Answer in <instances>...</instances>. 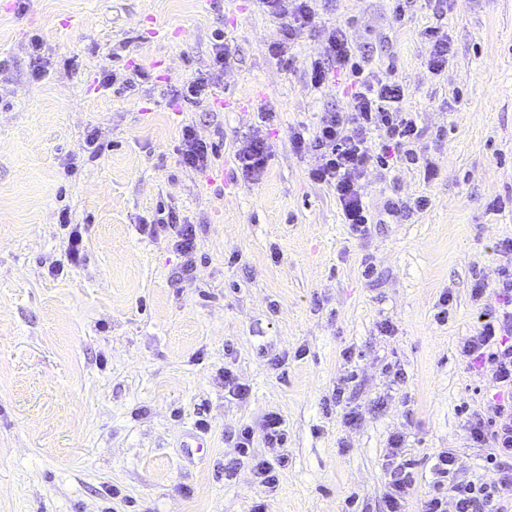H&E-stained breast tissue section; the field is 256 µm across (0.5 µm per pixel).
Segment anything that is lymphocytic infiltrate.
<instances>
[{"label":"lymphocytic infiltrate","mask_w":512,"mask_h":512,"mask_svg":"<svg viewBox=\"0 0 512 512\" xmlns=\"http://www.w3.org/2000/svg\"><path fill=\"white\" fill-rule=\"evenodd\" d=\"M262 5L272 15L288 17L283 42L272 48L277 55L285 53L298 29L315 21L308 0H262ZM338 75L345 76L350 86L345 109L323 113L314 129L295 128L291 144L296 154L312 158L309 179L335 192L351 235L362 237L370 232L377 215L362 192L370 171H386L405 162L421 168L428 181L436 168L414 149L421 130L406 110L407 89L390 75L364 71L347 32L335 28L326 36L321 54L311 60L309 78L311 85L319 88ZM140 230L152 237L171 236L174 249L184 259V270L192 269L197 251L195 225L171 211L142 224ZM498 250L504 262L495 285L496 301L486 303L487 283L481 279L474 282L472 298L481 304L477 332L461 349L470 364L491 372L503 394L487 413L475 412L466 420L469 443L492 448L486 467L493 476L488 480L462 477L453 450H441L432 465L433 492L424 499L421 512H512V239L502 241ZM262 433L266 446L277 449L278 455L272 461H255L253 471L264 487L272 489L280 470L288 464L287 455L280 452L287 442L282 418L266 414ZM402 445V436L391 438L386 512H405L406 497L415 485L413 462L405 458Z\"/></svg>","instance_id":"lymphocytic-infiltrate-1"}]
</instances>
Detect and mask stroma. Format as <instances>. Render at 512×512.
Masks as SVG:
<instances>
[{
  "label": "stroma",
  "instance_id": "obj_1",
  "mask_svg": "<svg viewBox=\"0 0 512 512\" xmlns=\"http://www.w3.org/2000/svg\"><path fill=\"white\" fill-rule=\"evenodd\" d=\"M393 7L313 0L315 26L277 56L284 23L259 0H0V512H250L258 500L384 512L395 434L416 463L406 512L431 493L441 449L484 476L489 450L464 423L494 383L461 347L477 327L471 287L496 281V244L512 238V0H448L441 19L424 0L400 21ZM437 24L454 55L435 75L422 32ZM336 27L365 70L393 65L423 131L415 148L437 170L371 171L372 209L388 196L430 205L361 238L291 146L294 127L346 104L345 81L316 89L306 71ZM197 73L213 74L214 97L175 100ZM188 123L217 149L207 171L181 161ZM92 130L94 158L82 150ZM249 137L270 151L255 184L235 159ZM169 209L198 229L188 273L167 234L139 231ZM76 227L84 255L71 266ZM228 370L246 398L225 389ZM345 379L353 427L333 403ZM270 412L288 465L268 493L250 462L229 480L224 462L245 425L256 457H276L258 435Z\"/></svg>",
  "mask_w": 512,
  "mask_h": 512
}]
</instances>
